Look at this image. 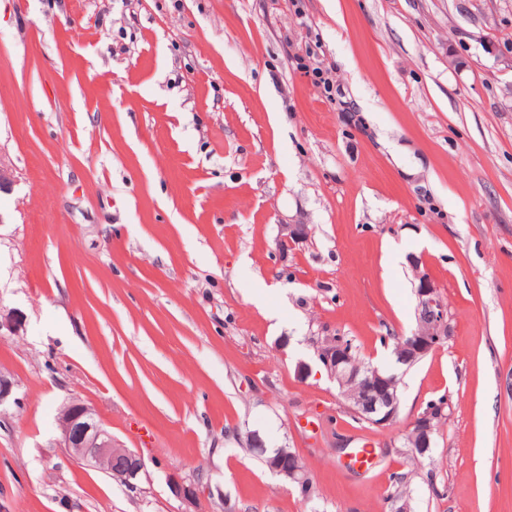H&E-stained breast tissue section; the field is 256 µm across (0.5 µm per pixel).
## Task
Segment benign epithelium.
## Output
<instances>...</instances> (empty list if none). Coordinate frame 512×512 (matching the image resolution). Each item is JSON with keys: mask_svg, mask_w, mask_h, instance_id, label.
I'll list each match as a JSON object with an SVG mask.
<instances>
[{"mask_svg": "<svg viewBox=\"0 0 512 512\" xmlns=\"http://www.w3.org/2000/svg\"><path fill=\"white\" fill-rule=\"evenodd\" d=\"M306 234L304 224H280L277 242L280 249L286 251ZM417 281V315L424 319L420 320L421 329L412 332L407 343L396 352L399 363L407 366L443 348L449 338L447 305L427 274H418ZM23 327L19 313L0 310V338L17 336ZM315 360L346 397V407L353 415L378 427L396 419L400 407L397 375L375 366L364 368L351 361L345 345L335 340L315 348ZM447 407L448 399L442 397L431 402L425 412L415 418L412 426L420 439L412 454L424 456L429 452L435 433L434 419L441 418ZM57 421L61 445L72 459L109 475L119 471L126 487L137 488V481L145 472L143 456L118 442L91 406L80 399H71L60 408ZM269 469L300 488L310 479L305 459L291 448L272 449ZM169 490L189 506L194 505L201 494L199 484L178 479L170 482Z\"/></svg>", "mask_w": 512, "mask_h": 512, "instance_id": "obj_1", "label": "benign epithelium"}]
</instances>
